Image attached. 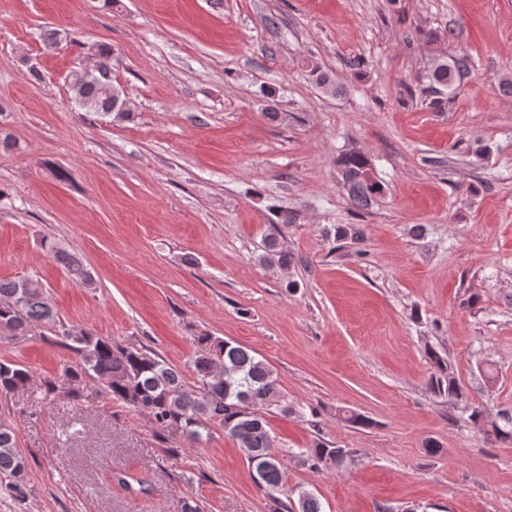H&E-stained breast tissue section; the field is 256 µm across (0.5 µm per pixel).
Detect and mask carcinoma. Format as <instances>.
<instances>
[{
    "label": "carcinoma",
    "mask_w": 512,
    "mask_h": 512,
    "mask_svg": "<svg viewBox=\"0 0 512 512\" xmlns=\"http://www.w3.org/2000/svg\"><path fill=\"white\" fill-rule=\"evenodd\" d=\"M96 71L87 75L79 70L72 82L73 99L86 112L122 117L125 111L114 108V94L119 91L107 76L112 67V48L100 46ZM467 72L466 64L451 59L435 67L422 89L427 108L439 112L448 103V95L457 78ZM339 184L351 204L367 209L383 192V184L369 176L371 162L359 152H346L336 158ZM55 258L71 279L92 284V274L74 254L51 247ZM263 260L286 266L288 253L275 241L266 246ZM54 313L45 287L37 280L0 279V336H25L37 322H51ZM77 360L65 366L64 381L68 394L79 400L89 383L105 390L112 399L148 415L161 431L174 430L190 442H197L209 426L216 424L237 443L253 471L254 482L261 488L276 490L285 485L286 467L275 452L274 438L266 414L277 410L284 415L296 413L295 406L278 385L274 371L245 346L209 336L197 337L199 354L192 361L194 383H188L180 371L158 355L142 348L125 346L91 333H62ZM433 372L428 379L431 392L448 396L453 403L463 396V388L452 364L437 351H427ZM30 371L18 363L0 362V395L25 387ZM475 428L499 442L512 443V415H503L504 425L486 429L484 410L470 414ZM350 451L323 441L300 453V462L312 469H339L346 466ZM26 475V461L17 448L13 430L0 426V480L18 488ZM112 480L133 493L149 495L152 486L141 478L122 471L112 473ZM299 512H322L321 504L310 492L298 494Z\"/></svg>",
    "instance_id": "1"
}]
</instances>
